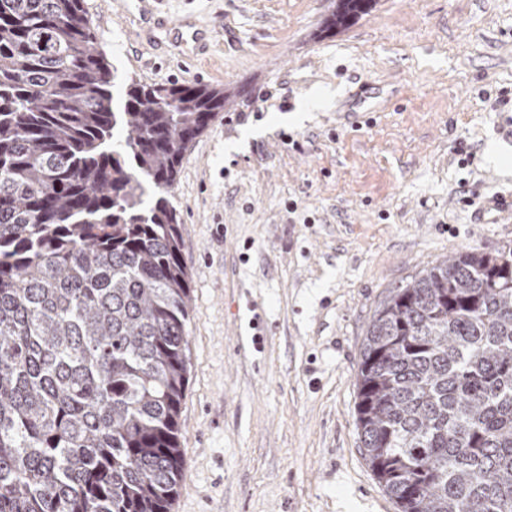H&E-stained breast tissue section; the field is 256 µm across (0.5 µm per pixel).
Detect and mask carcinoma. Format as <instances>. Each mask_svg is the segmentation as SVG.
I'll use <instances>...</instances> for the list:
<instances>
[{
    "mask_svg": "<svg viewBox=\"0 0 512 512\" xmlns=\"http://www.w3.org/2000/svg\"><path fill=\"white\" fill-rule=\"evenodd\" d=\"M373 2L339 0L325 29ZM113 79L83 0H0V512H170L182 480L191 288L169 196L227 94L133 81L115 112ZM356 387L399 512H512V247L393 289Z\"/></svg>",
    "mask_w": 512,
    "mask_h": 512,
    "instance_id": "cac0c4a2",
    "label": "carcinoma"
}]
</instances>
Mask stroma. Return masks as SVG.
<instances>
[{
    "label": "stroma",
    "mask_w": 512,
    "mask_h": 512,
    "mask_svg": "<svg viewBox=\"0 0 512 512\" xmlns=\"http://www.w3.org/2000/svg\"><path fill=\"white\" fill-rule=\"evenodd\" d=\"M129 81L224 89L172 202L191 286L171 512H398L359 447L356 376L392 289L512 245V0H85ZM193 23L205 48L175 41ZM373 2L375 0H339L336 11L325 22V29L335 30L348 25L360 14H365L372 7Z\"/></svg>",
    "instance_id": "35a3bbf8"
}]
</instances>
